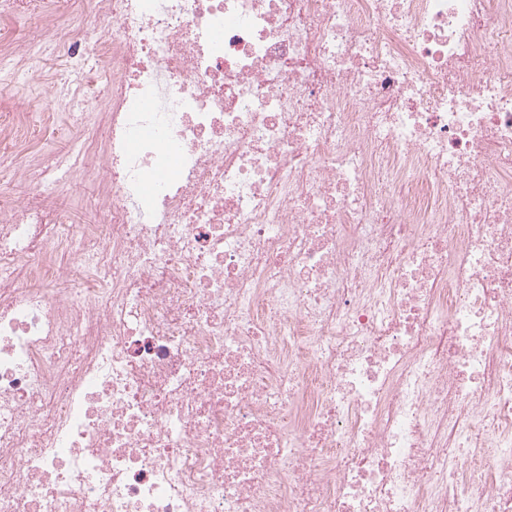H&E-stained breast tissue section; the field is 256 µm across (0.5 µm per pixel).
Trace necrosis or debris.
Returning a JSON list of instances; mask_svg holds the SVG:
<instances>
[{
    "label": "necrosis or debris",
    "mask_w": 512,
    "mask_h": 512,
    "mask_svg": "<svg viewBox=\"0 0 512 512\" xmlns=\"http://www.w3.org/2000/svg\"><path fill=\"white\" fill-rule=\"evenodd\" d=\"M60 2L0 0V512H512V0Z\"/></svg>",
    "instance_id": "necrosis-or-debris-1"
}]
</instances>
